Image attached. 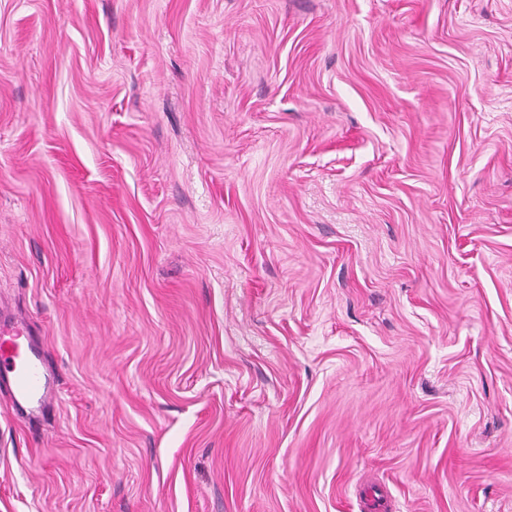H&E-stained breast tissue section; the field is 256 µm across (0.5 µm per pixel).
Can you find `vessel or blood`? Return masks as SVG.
Segmentation results:
<instances>
[{
	"label": "vessel or blood",
	"mask_w": 512,
	"mask_h": 512,
	"mask_svg": "<svg viewBox=\"0 0 512 512\" xmlns=\"http://www.w3.org/2000/svg\"><path fill=\"white\" fill-rule=\"evenodd\" d=\"M11 388L14 403L39 405L53 394L51 378L20 328L0 329V383Z\"/></svg>",
	"instance_id": "obj_1"
}]
</instances>
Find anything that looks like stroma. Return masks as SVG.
I'll return each mask as SVG.
<instances>
[{
  "instance_id": "obj_1",
  "label": "stroma",
  "mask_w": 512,
  "mask_h": 512,
  "mask_svg": "<svg viewBox=\"0 0 512 512\" xmlns=\"http://www.w3.org/2000/svg\"><path fill=\"white\" fill-rule=\"evenodd\" d=\"M0 512H512V0H0ZM19 406L42 405L53 394L51 376L22 328L0 329V383Z\"/></svg>"
}]
</instances>
